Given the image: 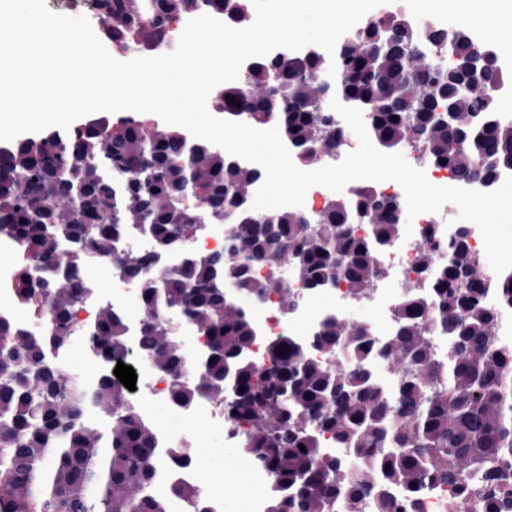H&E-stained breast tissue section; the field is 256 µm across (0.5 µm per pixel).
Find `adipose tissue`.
Returning a JSON list of instances; mask_svg holds the SVG:
<instances>
[{
  "label": "adipose tissue",
  "instance_id": "1",
  "mask_svg": "<svg viewBox=\"0 0 512 512\" xmlns=\"http://www.w3.org/2000/svg\"><path fill=\"white\" fill-rule=\"evenodd\" d=\"M429 9L478 23L486 41L512 49V0H422Z\"/></svg>",
  "mask_w": 512,
  "mask_h": 512
}]
</instances>
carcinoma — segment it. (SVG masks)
Segmentation results:
<instances>
[{
	"label": "carcinoma",
	"instance_id": "obj_1",
	"mask_svg": "<svg viewBox=\"0 0 512 512\" xmlns=\"http://www.w3.org/2000/svg\"><path fill=\"white\" fill-rule=\"evenodd\" d=\"M93 10L98 31L121 50L163 48L176 17L251 23L249 0H93ZM334 62L332 96L367 109L364 123L383 149L414 141L427 163L478 191H493L498 175L512 171V121L496 110L512 70L473 23L419 25L384 12L339 39ZM321 77L328 67L316 51L251 62L224 87V111L276 125L301 163H315L309 150L332 149L340 138L319 101ZM262 178L208 141L142 115L0 147V235L18 255L11 288L48 326L32 336L0 319V512H174L178 504L208 512L196 488L159 489L156 431L112 376L134 349L168 375L173 401L207 399L224 409L229 435L269 484L264 512H362L366 503L372 512H419L437 491L450 494L448 512H468L475 485L486 491L482 512H512V349L495 340V314L484 305L490 284L477 273L470 228L448 234L442 264L428 252L420 257L434 314L423 296L406 295L394 333L378 347L365 328L347 331L327 316L304 340H268L260 364L249 352L258 336L251 313L224 300V283L256 301L275 292L293 310L299 300L287 285L256 275L290 257L295 279L311 291L344 282L362 294L378 275L376 249L398 236L400 209L395 196L362 182L350 209L328 201L319 216L277 210L257 221L249 199ZM187 194L206 222L225 225L224 249H187L200 218L184 205ZM357 209L367 215L364 238L351 226ZM131 228L153 240V252L124 248ZM184 249L175 273L154 274L164 255ZM89 257L141 282L136 338L108 304L90 321L76 320L80 266ZM33 269L41 275L32 277ZM495 287L512 306V269ZM172 309L204 339L190 379L165 324ZM76 336L99 366L91 382L61 370L60 354ZM438 336L448 351L438 349ZM341 345L350 362L339 372L314 357ZM373 358L402 360L385 390L368 369Z\"/></svg>",
	"mask_w": 512,
	"mask_h": 512
}]
</instances>
